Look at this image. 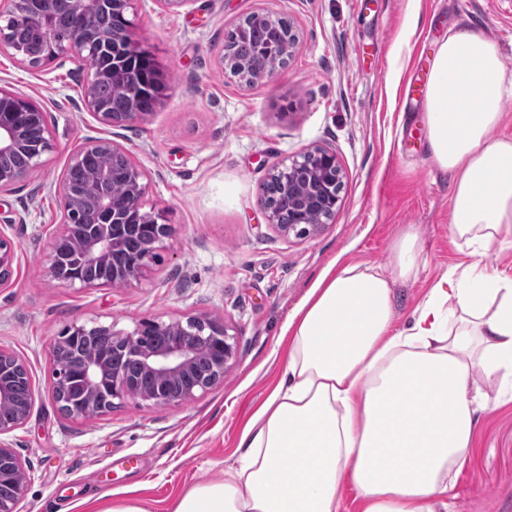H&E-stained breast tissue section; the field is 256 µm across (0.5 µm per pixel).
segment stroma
Returning <instances> with one entry per match:
<instances>
[{
	"mask_svg": "<svg viewBox=\"0 0 512 512\" xmlns=\"http://www.w3.org/2000/svg\"><path fill=\"white\" fill-rule=\"evenodd\" d=\"M254 13L288 18L300 44L286 69L249 86L225 74L222 55L225 31ZM128 16L168 91L125 126L84 107L80 62L32 67L0 52V89L36 103L55 143L43 167L0 194V234L18 247L13 282L0 288V348L25 361L35 394L27 423L0 438L26 462L17 512H80L87 497L128 490L168 512L177 494L235 465L244 426L286 365L288 319L323 276L385 264L401 227L416 225L427 263L395 289L400 328L449 268L473 261L452 238L448 180L409 87L453 25L483 30L512 57V0H131ZM93 138L128 150L147 175L144 211L173 228L144 277L123 288H69L43 273L64 210L58 183ZM315 143L343 167L339 207L320 235L288 239L268 224L261 185ZM201 316L225 320L237 340L222 383L176 406L126 400L89 421L60 413L52 348L66 326L130 331L145 317ZM486 391L476 453L455 476L448 512H512V399Z\"/></svg>",
	"mask_w": 512,
	"mask_h": 512,
	"instance_id": "stroma-1",
	"label": "stroma"
}]
</instances>
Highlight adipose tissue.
Returning a JSON list of instances; mask_svg holds the SVG:
<instances>
[{
  "instance_id": "obj_1",
  "label": "adipose tissue",
  "mask_w": 512,
  "mask_h": 512,
  "mask_svg": "<svg viewBox=\"0 0 512 512\" xmlns=\"http://www.w3.org/2000/svg\"><path fill=\"white\" fill-rule=\"evenodd\" d=\"M512 63L474 28L449 29L427 78L423 123L451 176L450 231L475 261L449 269L393 326L395 285L425 264L414 227L386 265L324 277L288 321L285 375L245 430L235 467L175 498L170 512H439L469 459L482 387L512 393V278L482 259L512 237V139L493 137Z\"/></svg>"
}]
</instances>
